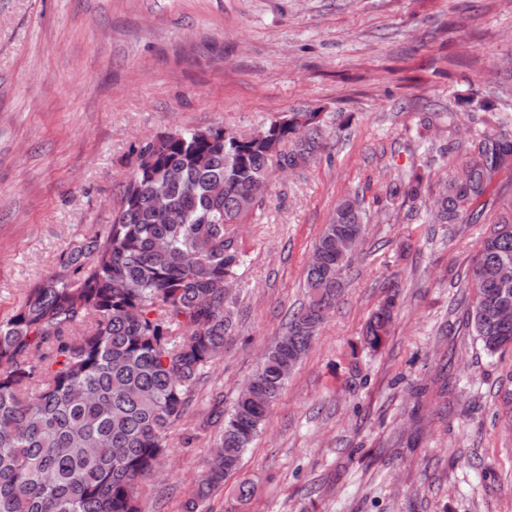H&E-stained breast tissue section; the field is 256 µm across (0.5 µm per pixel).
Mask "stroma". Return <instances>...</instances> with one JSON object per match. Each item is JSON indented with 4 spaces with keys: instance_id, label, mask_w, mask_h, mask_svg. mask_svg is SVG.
<instances>
[{
    "instance_id": "obj_1",
    "label": "stroma",
    "mask_w": 512,
    "mask_h": 512,
    "mask_svg": "<svg viewBox=\"0 0 512 512\" xmlns=\"http://www.w3.org/2000/svg\"><path fill=\"white\" fill-rule=\"evenodd\" d=\"M511 60L512 0H0V321L72 240L111 223L145 140L321 117L324 155L273 175L237 227L238 332L141 512H183L214 410L282 334L315 240L354 194L368 222L342 294L212 512H512V352L487 355L462 323L490 226L433 223L431 203L466 160L440 145L512 139ZM425 167L428 203L389 197L398 172ZM391 292L390 336L369 351L363 325Z\"/></svg>"
}]
</instances>
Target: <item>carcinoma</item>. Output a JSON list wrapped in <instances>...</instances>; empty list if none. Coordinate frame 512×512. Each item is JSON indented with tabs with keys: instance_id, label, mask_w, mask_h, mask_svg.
<instances>
[{
	"instance_id": "carcinoma-1",
	"label": "carcinoma",
	"mask_w": 512,
	"mask_h": 512,
	"mask_svg": "<svg viewBox=\"0 0 512 512\" xmlns=\"http://www.w3.org/2000/svg\"><path fill=\"white\" fill-rule=\"evenodd\" d=\"M317 112L281 115L250 135L221 126L187 128L139 146L121 207L102 231L73 242L62 271L28 289L0 323V512H140L142 482L156 470L186 414L203 371L237 330L226 285L246 261L235 226L259 209L271 174L294 168L322 148ZM294 143L289 152L281 150ZM469 161L434 201V223L464 224L499 170L512 161V140L485 136L457 144ZM169 184L155 206L154 180ZM224 185V194L212 193ZM412 170L389 195L421 199ZM490 234L473 259V299L464 325L493 356L512 348V283L496 281L512 265V190L494 197ZM366 212L355 195L341 201L314 244L319 265L306 271V301L262 354L248 399L224 417L194 499L204 505L235 474L270 407L312 348L333 308L354 253L336 255V236L361 244ZM394 299L371 314L363 332L376 350L389 335Z\"/></svg>"
}]
</instances>
